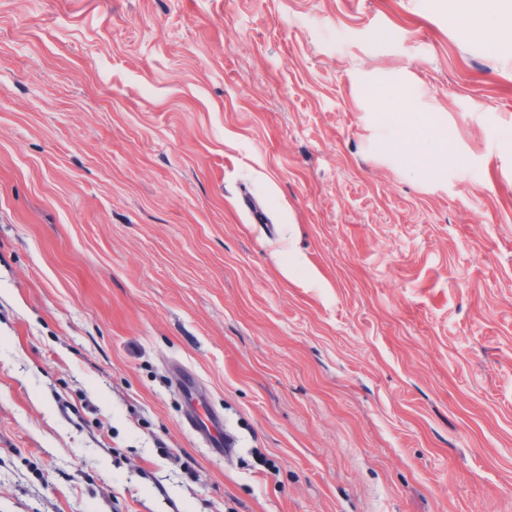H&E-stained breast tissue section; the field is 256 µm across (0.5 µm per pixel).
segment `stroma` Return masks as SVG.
<instances>
[{
    "label": "stroma",
    "instance_id": "1",
    "mask_svg": "<svg viewBox=\"0 0 512 512\" xmlns=\"http://www.w3.org/2000/svg\"><path fill=\"white\" fill-rule=\"evenodd\" d=\"M450 2L0 0V512H512V46ZM371 105L401 146L399 164L409 171H427L439 178L448 170V138L441 124L423 112H414L413 91L393 85L370 91ZM182 395L189 405L193 406L191 412L186 415L187 425L207 444L215 454L222 455L227 448H232V442L228 439L221 425V418L215 413L204 410L202 414L194 406L196 399V384L192 377L183 382Z\"/></svg>",
    "mask_w": 512,
    "mask_h": 512
}]
</instances>
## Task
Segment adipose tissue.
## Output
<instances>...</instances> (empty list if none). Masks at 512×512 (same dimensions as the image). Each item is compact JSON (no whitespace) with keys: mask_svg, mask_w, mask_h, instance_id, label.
Listing matches in <instances>:
<instances>
[{"mask_svg":"<svg viewBox=\"0 0 512 512\" xmlns=\"http://www.w3.org/2000/svg\"><path fill=\"white\" fill-rule=\"evenodd\" d=\"M452 13L483 32L492 45L512 44V0H453ZM369 96L374 112L401 147L399 164L441 177L448 169V138L433 116L414 111L412 89L393 85Z\"/></svg>","mask_w":512,"mask_h":512,"instance_id":"adipose-tissue-1","label":"adipose tissue"}]
</instances>
